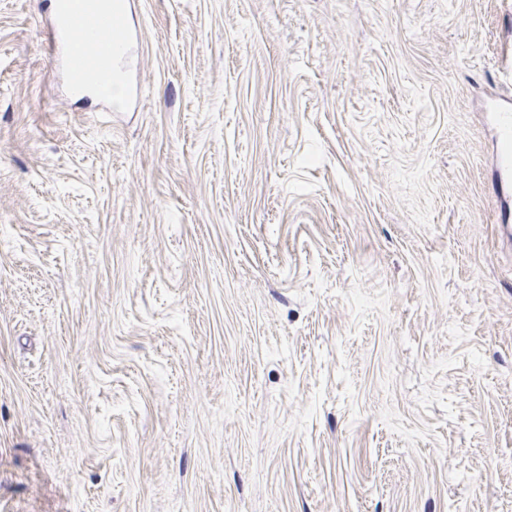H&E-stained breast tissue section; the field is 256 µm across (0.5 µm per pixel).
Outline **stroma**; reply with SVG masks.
I'll list each match as a JSON object with an SVG mask.
<instances>
[{"label": "stroma", "instance_id": "stroma-1", "mask_svg": "<svg viewBox=\"0 0 512 512\" xmlns=\"http://www.w3.org/2000/svg\"><path fill=\"white\" fill-rule=\"evenodd\" d=\"M129 2L0 0V512H512V0ZM104 0H57L48 50L65 71L70 91L95 92L112 105L129 94L122 76L137 45L129 34L121 0L112 10L97 6ZM491 119L499 143L496 188L499 195L508 196L512 193V113L507 109L492 112Z\"/></svg>", "mask_w": 512, "mask_h": 512}]
</instances>
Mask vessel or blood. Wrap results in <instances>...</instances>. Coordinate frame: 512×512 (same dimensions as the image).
<instances>
[{
  "label": "vessel or blood",
  "mask_w": 512,
  "mask_h": 512,
  "mask_svg": "<svg viewBox=\"0 0 512 512\" xmlns=\"http://www.w3.org/2000/svg\"><path fill=\"white\" fill-rule=\"evenodd\" d=\"M135 48L122 4L99 7L98 0H57L48 50L64 70L72 93H97L113 104L129 94L123 77ZM491 119L499 143L495 174L499 195L512 194V112L500 110Z\"/></svg>",
  "instance_id": "b4317fda"
}]
</instances>
